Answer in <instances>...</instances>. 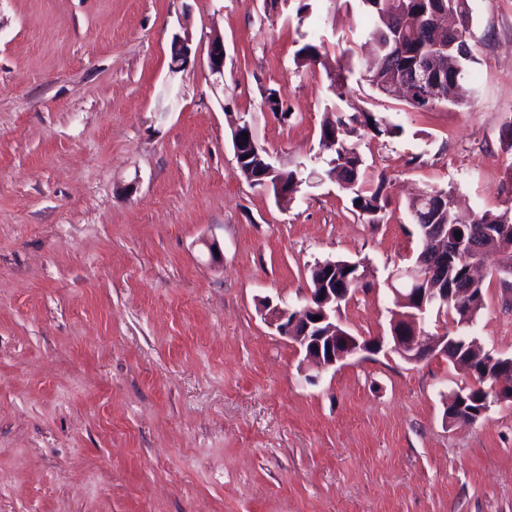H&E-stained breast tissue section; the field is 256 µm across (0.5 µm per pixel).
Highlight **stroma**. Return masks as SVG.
I'll list each match as a JSON object with an SVG mask.
<instances>
[{"mask_svg": "<svg viewBox=\"0 0 512 512\" xmlns=\"http://www.w3.org/2000/svg\"><path fill=\"white\" fill-rule=\"evenodd\" d=\"M304 2L0 0V512H512V403L453 423L471 378L447 359L386 344L320 370L261 313L305 305L315 262L360 261L374 285L336 320L389 337L385 280L423 247L409 198L512 206V0H470L460 103L423 112L352 77L349 102L402 127L358 141L379 224L333 182L284 209L237 169L243 112L276 167L322 164L329 80L295 53L336 60L351 18ZM484 294L470 333L512 357V290ZM207 60L210 71L217 80L224 78V40L215 36L210 39L207 49Z\"/></svg>", "mask_w": 512, "mask_h": 512, "instance_id": "stroma-1", "label": "stroma"}]
</instances>
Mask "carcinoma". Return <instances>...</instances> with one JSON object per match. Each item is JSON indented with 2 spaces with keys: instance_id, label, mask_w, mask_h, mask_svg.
Masks as SVG:
<instances>
[{
  "instance_id": "cac0c4a2",
  "label": "carcinoma",
  "mask_w": 512,
  "mask_h": 512,
  "mask_svg": "<svg viewBox=\"0 0 512 512\" xmlns=\"http://www.w3.org/2000/svg\"><path fill=\"white\" fill-rule=\"evenodd\" d=\"M335 5H343L355 17V23L349 29L350 37L367 36L375 44L376 54L367 67L368 81L381 92H388L398 84L405 82L406 75L423 60L425 49L437 44V33L429 23L432 12L452 14L455 20L454 38L465 47L464 53L457 57L458 79L462 80L469 68L478 63L468 34L471 26L469 0H329ZM321 47L304 44L295 54L297 65L310 66L321 62ZM352 72V60L339 64L336 70L328 73L329 88L340 101L344 100L348 73ZM365 129L373 135L394 137L402 128L390 123L385 117L372 112H340L337 105L325 107V118L321 124L320 144L322 149L331 150L334 155L326 161L327 168L319 171L321 175L333 174L336 183L349 198L351 206L370 224H379L383 220L389 200L384 195V182L372 186L365 180L364 160L357 144L351 137ZM263 169L262 160L253 157L240 165L241 175L253 185H258L257 174ZM276 178L283 190L290 193L303 180L296 169L277 170ZM413 224L420 236H425L430 224L447 225L448 237H440L439 242L455 238L456 232L469 236L470 228L477 224L485 234L497 243L504 242V236H512V207L501 212L490 210L474 213L468 217L460 216L455 207L453 189H431L415 197L409 204ZM336 283L349 288V295L370 286L368 270L364 263L347 260L336 261ZM464 285L470 292L463 297L451 296L444 307L427 305V311L450 318L456 326L471 325L485 306L484 287L481 280L469 276L468 267L459 259L448 262V287ZM448 336V361L471 373L474 383L461 389L465 397L462 413L469 423L479 419L475 411L487 407V401L509 397L512 394V381L499 385L503 375L502 367L512 360L508 357L494 356L489 353L477 357V340L473 336L446 332Z\"/></svg>"
}]
</instances>
